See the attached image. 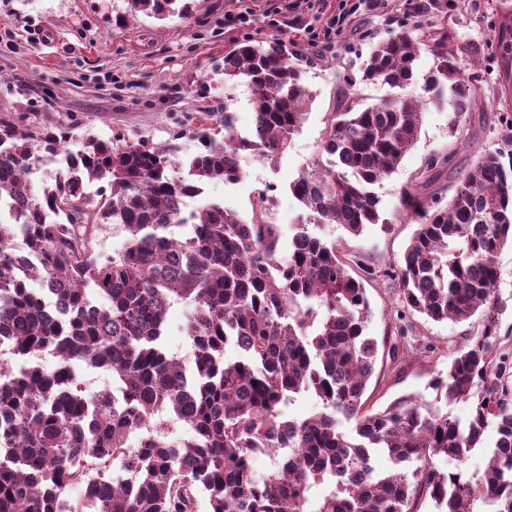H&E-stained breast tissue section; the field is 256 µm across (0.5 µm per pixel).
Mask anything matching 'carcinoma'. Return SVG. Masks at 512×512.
Returning a JSON list of instances; mask_svg holds the SVG:
<instances>
[{"mask_svg": "<svg viewBox=\"0 0 512 512\" xmlns=\"http://www.w3.org/2000/svg\"><path fill=\"white\" fill-rule=\"evenodd\" d=\"M176 2L129 0L130 10L157 19ZM423 52L433 65L419 95ZM358 80L405 93L373 104L349 94L330 113L326 159L289 185L302 213L286 256L264 190L247 219L214 201L183 208L207 182L241 179L243 154L280 158L301 129L312 96L278 42L247 40L224 54V83L246 87L252 127L239 132L224 105L221 128L194 132L199 151L186 164L171 147L121 139L89 138L75 153L66 131L0 117V207H9L0 217V352L56 357L51 371L0 376V512H73L65 493L75 483L91 512H198L202 499L209 512H410L416 486L445 512H512V352L496 349L504 307L496 259L512 243V161L484 151L445 203L425 190L448 156L429 158L402 193V214L416 222L402 256L383 269L355 261L397 285L399 321L481 315V332L431 382L446 400L469 403L468 418L406 398L365 410L378 352L366 335V290L336 244L310 227L337 224L358 236L380 223L373 186L414 145L421 96L448 102L451 135L462 143L477 86L446 26L424 39L380 41ZM58 153L66 177L37 189L27 172ZM107 224L125 243L105 256ZM175 303L188 308L190 366L166 346ZM81 364L111 372L116 389L87 391L70 372ZM302 393L321 409L283 417L281 406ZM344 420L355 435L340 430ZM490 426L494 449L474 478L464 464ZM375 452L387 468L375 465ZM259 453L276 457L264 476L253 468ZM435 456L455 461V471L437 469ZM318 484L325 495L308 511Z\"/></svg>", "mask_w": 512, "mask_h": 512, "instance_id": "1", "label": "carcinoma"}]
</instances>
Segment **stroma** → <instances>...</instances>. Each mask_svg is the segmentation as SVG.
<instances>
[{
    "instance_id": "35a3bbf8",
    "label": "stroma",
    "mask_w": 512,
    "mask_h": 512,
    "mask_svg": "<svg viewBox=\"0 0 512 512\" xmlns=\"http://www.w3.org/2000/svg\"><path fill=\"white\" fill-rule=\"evenodd\" d=\"M188 3L187 15L158 20L129 15L127 0H0V116L26 127L69 132L68 147L74 152L91 135L167 145L185 158L197 150L193 128L215 124L224 109L234 112L238 130L252 125L245 87L224 81L225 52L247 39L278 40L288 56L310 60L302 71L313 102L303 127L282 158L244 155L242 179L234 184L208 182L202 198L245 217L253 192L267 190L272 200L269 221L289 236L299 213L289 185L318 160L323 130L344 93L356 89L370 103L397 93L381 82L348 87L347 76L359 75L379 41L435 21L451 29L460 65L478 69L482 76L475 106L466 116L467 141L460 144L451 137L447 103L424 101L415 145L396 171L374 187L383 223L366 225L356 237L327 224L322 235L348 258L385 266L402 255L416 228L400 215L401 195L430 157L449 158L448 173L440 181L449 197L456 172L469 168L484 150L512 153V126L502 120L497 99L505 77L496 51L500 24L512 22V0H430L428 12L413 17L406 14L405 0H390L368 16L365 26L343 33L332 48L298 39L293 23L308 17L309 10L293 6L292 0H244L252 17L232 28L224 23L232 0ZM119 15L125 16L124 25H116ZM271 18L277 26H268ZM497 266V294L507 304L499 339L502 348L512 350L511 246L499 254ZM365 288L371 308L367 332L378 341L375 371L364 395L367 404L377 409L411 397L467 419L468 404L439 398L431 379L480 332L479 317L435 323L414 315L406 319L407 333L401 337L395 320L398 289L379 277L366 280Z\"/></svg>"
}]
</instances>
